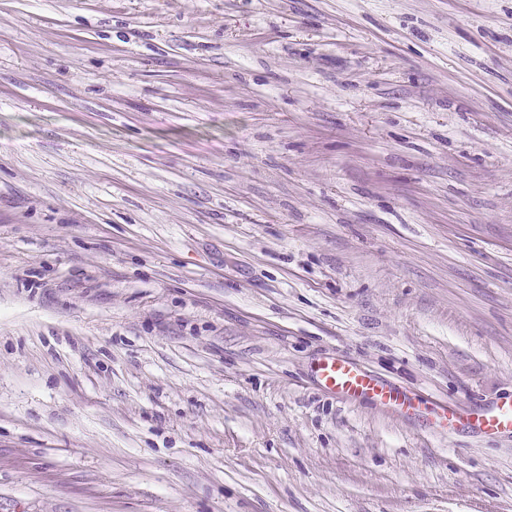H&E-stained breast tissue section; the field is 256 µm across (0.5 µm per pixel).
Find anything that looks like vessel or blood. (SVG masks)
Instances as JSON below:
<instances>
[{"label":"vessel or blood","mask_w":512,"mask_h":512,"mask_svg":"<svg viewBox=\"0 0 512 512\" xmlns=\"http://www.w3.org/2000/svg\"><path fill=\"white\" fill-rule=\"evenodd\" d=\"M316 376L325 389L345 400L372 398L396 411L412 407L410 399L394 387L381 383L354 363L342 358L321 360ZM444 426L465 427L484 435L512 434V401L466 414L445 415Z\"/></svg>","instance_id":"b4317fda"}]
</instances>
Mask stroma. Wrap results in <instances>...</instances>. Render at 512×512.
<instances>
[{"label":"stroma","mask_w":512,"mask_h":512,"mask_svg":"<svg viewBox=\"0 0 512 512\" xmlns=\"http://www.w3.org/2000/svg\"><path fill=\"white\" fill-rule=\"evenodd\" d=\"M511 400L512 0H0V512H512ZM316 376L320 385L345 400L372 398L395 411H409L411 400L394 387L381 383L354 363L327 357L318 363ZM443 418V426L449 429L466 427L484 435L512 434V401L466 414L447 412Z\"/></svg>","instance_id":"stroma-1"}]
</instances>
